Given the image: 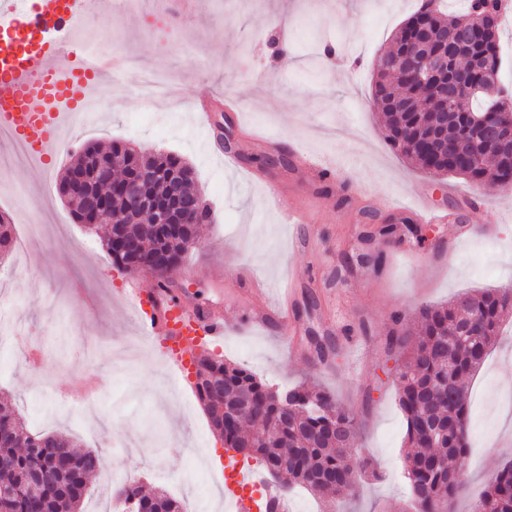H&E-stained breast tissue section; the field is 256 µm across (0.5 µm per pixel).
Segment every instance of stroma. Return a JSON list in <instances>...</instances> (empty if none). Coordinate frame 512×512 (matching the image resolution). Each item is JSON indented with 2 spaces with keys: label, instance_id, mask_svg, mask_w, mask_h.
I'll list each match as a JSON object with an SVG mask.
<instances>
[{
  "label": "stroma",
  "instance_id": "stroma-1",
  "mask_svg": "<svg viewBox=\"0 0 512 512\" xmlns=\"http://www.w3.org/2000/svg\"><path fill=\"white\" fill-rule=\"evenodd\" d=\"M170 4L89 9L78 38L121 62L97 81L91 122L73 129L46 165L15 162L0 172V212L27 242L0 264V403L33 431L69 434L104 455L85 512L111 504L120 475L167 488L186 512H214L223 500L213 476L224 470L225 450L194 383L173 386L128 305L127 282L148 288L154 277L114 266L104 230L76 223L57 189L87 143L171 152L194 167L211 211L181 264V300L222 309L234 325L258 300L219 277L226 264L273 285L295 282L293 347L269 331L233 332L208 353L277 387L326 390L360 424L350 458L355 496L328 508L299 489L301 512H395L410 490L398 361L387 337L396 323L417 327L422 306L470 289H512V196L489 181L422 172L383 138L375 64L419 0H195L193 15L174 22ZM325 42L340 57L314 63ZM228 98L241 106L224 114L234 169L213 149V132L193 124L198 101L220 107ZM253 128L275 135L277 146L258 144ZM297 149H350L356 161L334 181H317ZM269 181L308 223L282 222L265 194ZM419 191L447 222L424 224L411 213ZM389 198L401 210L387 207ZM386 224L396 231L385 243ZM495 392L512 395V318L471 381V453L455 512H472L499 465L512 460V404L490 408ZM366 461L377 477L362 475Z\"/></svg>",
  "mask_w": 512,
  "mask_h": 512
}]
</instances>
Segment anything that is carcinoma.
Returning a JSON list of instances; mask_svg holds the SVG:
<instances>
[{"label":"carcinoma","mask_w":512,"mask_h":512,"mask_svg":"<svg viewBox=\"0 0 512 512\" xmlns=\"http://www.w3.org/2000/svg\"><path fill=\"white\" fill-rule=\"evenodd\" d=\"M434 2L425 0L414 11L395 35L391 50L378 59L374 95L385 101V141L433 176L456 175L470 182L490 179L511 190L512 158L495 152L477 155L469 118L500 110L512 113V89L500 85V24L470 40L456 35V24L475 7L473 0H466L467 6L457 11L434 10L433 25L424 39L434 50L448 47V80H453L463 59L477 85L467 110L448 116V126L441 130L432 129L438 123L434 113L438 109L437 92H428L433 111H419V87L406 71L391 65L405 49L407 30ZM118 164L127 177L148 175L150 190L157 196L167 192L170 174L181 172L183 193L193 204L196 223L188 229L165 228L155 224L151 214L131 211L123 196L113 194L109 172L102 169ZM74 170L84 173L85 182L80 192L68 199L73 215L79 222L97 219L124 236L128 254L114 245L112 236L106 239L108 252L121 268L168 279L183 255L196 245L198 225L210 223L194 168L175 154H133L118 141L105 148L91 144L81 150L62 181H67ZM13 250L12 225L0 218V256ZM510 313L512 289L475 290L444 305L421 307L418 335L397 328L387 339V347L397 350L400 361L395 381L406 419L404 441L410 451L404 471L414 512H448L463 489L449 472L468 457V435L450 432L434 442L430 432L455 420H469V380L483 365ZM475 317L480 321L481 340L469 350L462 347L468 340L464 331ZM196 365L199 382L194 390L224 448L257 460L275 478L284 496L296 485L328 502L353 493L350 456L358 427L354 416L338 407L328 392L303 385L275 389L251 371L203 351L196 356ZM444 387L457 390V398L446 402L433 394ZM285 395L290 401L288 407L281 403ZM224 405L242 407L243 422L257 431H245L234 421L221 422L217 414ZM102 465L99 452L76 451L75 442L66 435L33 434L19 412L0 405V487L7 489V495L0 498V512H84L85 497L75 488L88 484ZM35 473L41 478L38 497L31 496L29 490ZM113 497L123 512H141L145 493L139 481L126 479L116 486ZM154 500L158 512H183L180 501L163 489L154 494ZM478 503L484 512H512V461L501 466Z\"/></svg>","instance_id":"obj_1"}]
</instances>
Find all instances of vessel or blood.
Returning a JSON list of instances; mask_svg holds the SVG:
<instances>
[{
  "label": "vessel or blood",
  "instance_id": "obj_1",
  "mask_svg": "<svg viewBox=\"0 0 512 512\" xmlns=\"http://www.w3.org/2000/svg\"><path fill=\"white\" fill-rule=\"evenodd\" d=\"M88 6L89 0H0V131L30 145L42 159L57 150L63 122L76 124L86 117L82 101L91 82L117 65L106 56L89 57L84 42L60 35ZM280 290L282 300L257 306L245 327L273 322L283 338L295 334L287 302L293 288L285 283ZM128 291L133 305L152 308L141 333L160 341L175 381H182L197 348L223 341L229 331L222 315L188 310L162 282L145 288L133 280ZM245 478L242 471H232L225 500L234 512H267L278 495L275 485L265 484L261 496L252 498L238 491Z\"/></svg>",
  "mask_w": 512,
  "mask_h": 512
}]
</instances>
